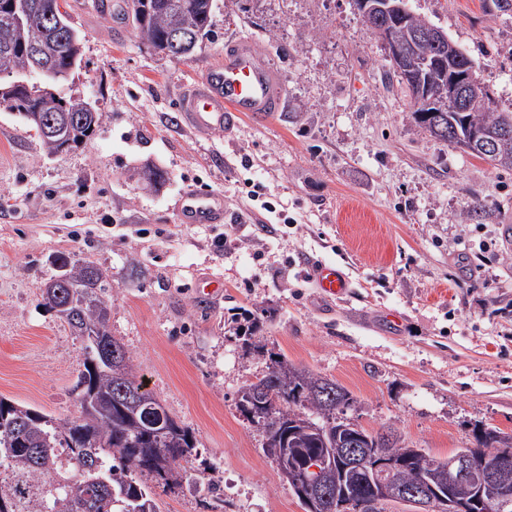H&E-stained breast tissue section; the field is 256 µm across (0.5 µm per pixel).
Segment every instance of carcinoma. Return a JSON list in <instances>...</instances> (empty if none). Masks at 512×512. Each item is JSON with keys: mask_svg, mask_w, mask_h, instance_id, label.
<instances>
[{"mask_svg": "<svg viewBox=\"0 0 512 512\" xmlns=\"http://www.w3.org/2000/svg\"><path fill=\"white\" fill-rule=\"evenodd\" d=\"M10 0H0V61L8 60L23 84L0 95L9 111L29 128V115L66 113L73 121L60 127L55 136L39 139L47 155L77 150L92 140L104 121V113H86L87 101L66 98L52 89L54 79L33 82L37 72L29 54L41 46L54 56L55 66L70 72L82 60V38L67 18L38 19L19 24ZM140 40L156 53L173 57L169 38L177 30L210 32L216 0L205 8V0H131ZM416 124L432 137L479 159L512 169V147L494 156L474 151L468 134L474 130L504 128L512 123L511 112H499L494 100L477 102L469 112H413ZM144 188L153 189L163 172L145 166L134 171ZM69 265L72 288H60V302L71 304L77 323L89 336H104L112 357L92 340H87L83 370L73 386L79 414L67 418L47 416L29 406L0 397V512H161L160 500L146 481L167 488L182 479L181 461L192 455L196 438L191 428L178 422L136 374L133 357L112 336L107 275L89 260L61 255ZM262 323L251 313L234 334L257 355L265 356L264 345L254 340ZM356 403L352 394L336 381L283 357L268 356L265 370L256 381L239 389L237 407L244 419L266 434L263 451L303 466L320 448L333 451L358 436L378 439L384 456L398 455L403 442L397 430L387 426L370 431L360 424L340 421ZM473 452L512 467V434L497 428L485 432L475 427ZM344 487L351 497L372 496V483L349 470ZM447 500L475 498L473 486L450 484L439 472L438 461L416 454L413 461L394 473L402 486L418 482L422 475Z\"/></svg>", "mask_w": 512, "mask_h": 512, "instance_id": "1", "label": "carcinoma"}]
</instances>
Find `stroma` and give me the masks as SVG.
Returning a JSON list of instances; mask_svg holds the SVG:
<instances>
[{
  "instance_id": "35a3bbf8",
  "label": "stroma",
  "mask_w": 512,
  "mask_h": 512,
  "mask_svg": "<svg viewBox=\"0 0 512 512\" xmlns=\"http://www.w3.org/2000/svg\"><path fill=\"white\" fill-rule=\"evenodd\" d=\"M119 0H64L83 59L60 88L106 118L84 148L43 155L0 106V397L63 418L83 343L42 306L64 253L107 275L110 328L138 376L197 449L163 512H304L236 407L264 358L228 331L250 311L267 351L333 378L348 419L393 425L447 458L475 426L512 433V169L430 137L354 0H218L212 30L181 60L155 54ZM475 60L512 112V9L494 0H409ZM250 38L285 110L195 133L181 91L227 45ZM150 165L158 188L133 178ZM196 187L223 194L221 224H182ZM284 220L267 223L263 202ZM336 265L344 298L322 297L307 267ZM222 285L214 298L207 290Z\"/></svg>"
}]
</instances>
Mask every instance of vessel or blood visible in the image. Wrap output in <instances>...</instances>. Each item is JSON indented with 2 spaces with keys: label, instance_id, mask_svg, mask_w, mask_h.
<instances>
[{
  "label": "vessel or blood",
  "instance_id": "b4317fda",
  "mask_svg": "<svg viewBox=\"0 0 512 512\" xmlns=\"http://www.w3.org/2000/svg\"><path fill=\"white\" fill-rule=\"evenodd\" d=\"M283 101L275 74L244 41L180 94L177 110L194 131L209 134L223 132L239 115L249 116L258 124L267 123L282 110ZM177 215L183 224L223 223L224 197L215 192H187L177 204ZM311 275L328 297L346 295L348 285L335 266L323 262L313 265Z\"/></svg>",
  "mask_w": 512,
  "mask_h": 512
}]
</instances>
